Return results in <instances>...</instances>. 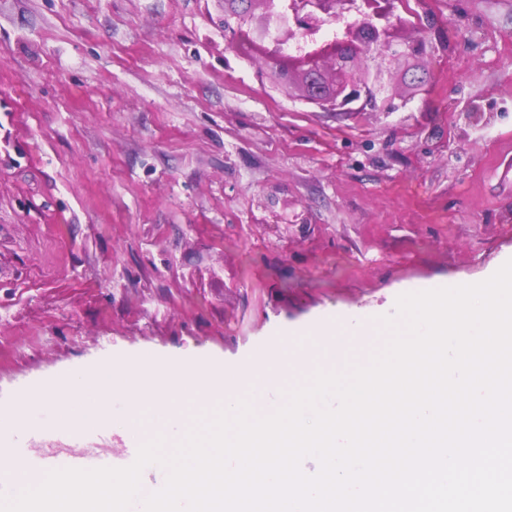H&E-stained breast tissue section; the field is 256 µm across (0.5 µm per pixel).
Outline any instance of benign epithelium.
Returning <instances> with one entry per match:
<instances>
[{"mask_svg":"<svg viewBox=\"0 0 512 512\" xmlns=\"http://www.w3.org/2000/svg\"><path fill=\"white\" fill-rule=\"evenodd\" d=\"M394 0H224L235 19L231 39L242 54L277 63L281 76L299 77L307 97L320 107L351 112L361 100L382 96L392 66L405 55L398 36L407 21L393 14ZM348 10L361 21L343 36L324 40V25ZM301 35L309 46L296 53L282 45Z\"/></svg>","mask_w":512,"mask_h":512,"instance_id":"benign-epithelium-1","label":"benign epithelium"}]
</instances>
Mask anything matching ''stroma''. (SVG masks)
Listing matches in <instances>:
<instances>
[{"instance_id":"35a3bbf8","label":"stroma","mask_w":512,"mask_h":512,"mask_svg":"<svg viewBox=\"0 0 512 512\" xmlns=\"http://www.w3.org/2000/svg\"><path fill=\"white\" fill-rule=\"evenodd\" d=\"M395 13L423 49L349 116L237 53L224 0H0V401L112 357L231 368L511 256L512 0ZM0 440L130 462L50 410Z\"/></svg>"}]
</instances>
